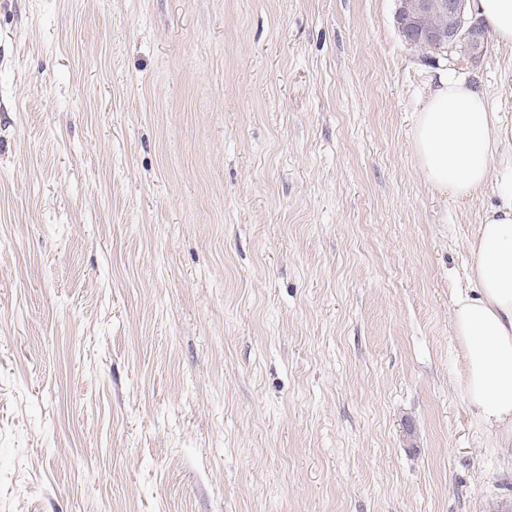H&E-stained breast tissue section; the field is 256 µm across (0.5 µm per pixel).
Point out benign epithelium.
<instances>
[{"mask_svg": "<svg viewBox=\"0 0 512 512\" xmlns=\"http://www.w3.org/2000/svg\"><path fill=\"white\" fill-rule=\"evenodd\" d=\"M437 16L431 26L423 25L427 15ZM396 25L402 39L410 46H443L453 53L458 44L467 56L478 59L487 43V32L474 16L469 0H397Z\"/></svg>", "mask_w": 512, "mask_h": 512, "instance_id": "1", "label": "benign epithelium"}]
</instances>
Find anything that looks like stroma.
<instances>
[{"label": "stroma", "mask_w": 512, "mask_h": 512, "mask_svg": "<svg viewBox=\"0 0 512 512\" xmlns=\"http://www.w3.org/2000/svg\"><path fill=\"white\" fill-rule=\"evenodd\" d=\"M396 0H0V512H512L457 383L495 185L432 193Z\"/></svg>", "instance_id": "obj_1"}]
</instances>
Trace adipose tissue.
Here are the masks:
<instances>
[{
  "instance_id": "obj_1",
  "label": "adipose tissue",
  "mask_w": 512,
  "mask_h": 512,
  "mask_svg": "<svg viewBox=\"0 0 512 512\" xmlns=\"http://www.w3.org/2000/svg\"><path fill=\"white\" fill-rule=\"evenodd\" d=\"M497 45L512 48V0H476ZM502 124L479 88L441 75L421 105L411 135L431 189L469 199L495 182L500 203L485 213L468 245L472 291L458 294L452 331L459 386L470 410L503 440L512 439V171L493 175Z\"/></svg>"
}]
</instances>
